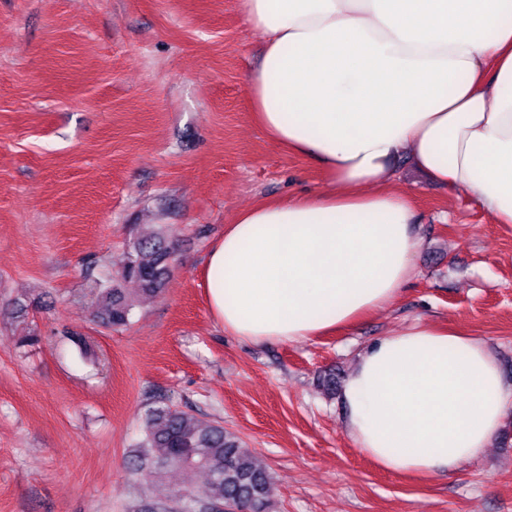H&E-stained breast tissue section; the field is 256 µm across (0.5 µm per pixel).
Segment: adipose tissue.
I'll use <instances>...</instances> for the list:
<instances>
[{"label":"adipose tissue","mask_w":512,"mask_h":512,"mask_svg":"<svg viewBox=\"0 0 512 512\" xmlns=\"http://www.w3.org/2000/svg\"><path fill=\"white\" fill-rule=\"evenodd\" d=\"M263 39L256 122L329 185L239 213L201 271L212 316L253 344L353 328L391 306L420 246L396 164L512 224V0H240ZM359 449L439 474L489 448L512 405L493 356L416 324L377 340L343 387Z\"/></svg>","instance_id":"ef3b65f1"}]
</instances>
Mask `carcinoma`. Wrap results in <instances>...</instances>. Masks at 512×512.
Segmentation results:
<instances>
[{"mask_svg":"<svg viewBox=\"0 0 512 512\" xmlns=\"http://www.w3.org/2000/svg\"><path fill=\"white\" fill-rule=\"evenodd\" d=\"M173 255L172 225H133L121 268L96 283L98 322L112 330L127 327L141 300L160 294ZM128 284L135 292H129ZM144 423L127 459L131 475L148 483L167 471L198 472L206 489L199 494L178 488L169 499L134 512H271L270 474L221 422L161 401L147 411Z\"/></svg>","mask_w":512,"mask_h":512,"instance_id":"carcinoma-1","label":"carcinoma"}]
</instances>
